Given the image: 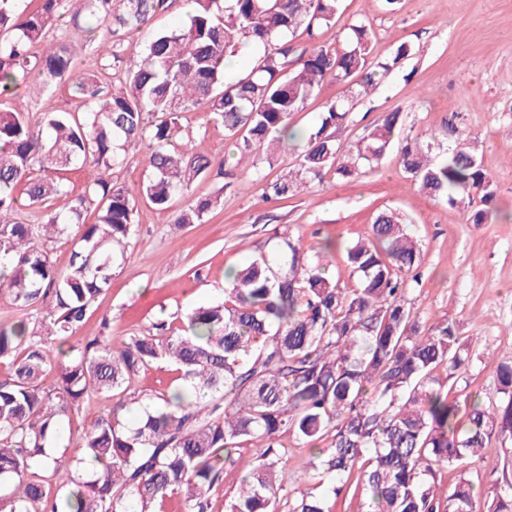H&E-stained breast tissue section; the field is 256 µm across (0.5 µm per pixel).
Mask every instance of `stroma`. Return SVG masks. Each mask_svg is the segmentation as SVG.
Listing matches in <instances>:
<instances>
[{"mask_svg": "<svg viewBox=\"0 0 512 512\" xmlns=\"http://www.w3.org/2000/svg\"><path fill=\"white\" fill-rule=\"evenodd\" d=\"M356 22L375 32L374 56H388L402 42L413 52L368 98L354 101L347 122L334 132L337 145L350 147L395 110L402 114V136L434 134L440 153L463 132L495 181L498 207L512 209V0H398L392 8L384 0H341L335 26L319 39L335 44L337 32ZM182 123L198 153L224 162L223 174L195 182L192 196L219 191L224 205L204 223L177 231L173 222L185 199L159 210L136 197L128 259L97 301L99 312L110 315L113 343L145 332L160 316L223 300L227 271L272 255L282 237L308 252L326 238L354 240L368 235L377 210L392 207L407 218L420 250L419 279L405 298L421 332L449 322L475 343L451 397L477 392L497 401L494 367L512 364V219L467 222L459 209L420 193L394 150L354 179L330 172L299 195L266 201L260 181L294 168L292 146L254 173L238 165L232 140L207 125L203 112L184 113ZM279 442L290 450L279 512H288V496L329 495V485L313 479L308 455L296 450L294 435L283 434ZM481 454L467 473L477 492L512 483V436L492 437Z\"/></svg>", "mask_w": 512, "mask_h": 512, "instance_id": "obj_1", "label": "stroma"}]
</instances>
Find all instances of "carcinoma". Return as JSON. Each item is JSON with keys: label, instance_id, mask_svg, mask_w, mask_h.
Segmentation results:
<instances>
[{"label": "carcinoma", "instance_id": "cac0c4a2", "mask_svg": "<svg viewBox=\"0 0 512 512\" xmlns=\"http://www.w3.org/2000/svg\"><path fill=\"white\" fill-rule=\"evenodd\" d=\"M69 2L0 0V298L23 314L0 323V363L9 366L0 380V512H164L172 500L180 512H210L228 461L242 476L225 512H277L279 437L288 432L309 451L319 482L330 480L337 498L361 491L365 512H512V484L482 497L465 478L492 436L512 434V365L495 367L499 403L449 397L435 371L451 378L466 368L471 345L447 322L425 335L413 319L405 276L417 281L420 252L394 209L378 211L369 236L345 246L354 288L326 274L336 242L313 261L284 237L275 257L235 271L221 302L159 317L119 346L102 334L109 314L88 327L136 223L128 189L112 181L129 152L148 150L151 174L140 194L156 208L190 198L177 227L223 206L219 192L190 197L215 161L193 150L186 112H205L235 139L245 167L271 161L286 140L300 142L297 167L262 184L267 201L330 170L355 178L397 142L402 169L421 191L451 206L480 200L467 221L484 223L496 188L466 138L437 160L432 135L399 138L395 111L341 154L330 129L347 118L345 102L326 103L312 130H290V115L323 83L359 74L366 92L400 67L410 45L376 58L375 33L363 23L334 47L316 41L336 24L340 0H191L185 23L157 33L148 32L151 19L173 0H83L84 21L62 29ZM57 28L42 53L31 51ZM300 30L313 45L298 52ZM96 33L104 67L120 61L113 43L144 35L129 44L136 60L110 92L89 70L74 75L68 42ZM242 45L258 58L228 81L224 59ZM67 75L77 99L69 112L48 108L34 120L11 98L20 81L50 94ZM73 170L88 173L77 195L62 178ZM42 203L49 209L39 223L19 221L21 207ZM91 209L96 218L87 224ZM62 239L75 243L63 270L53 260ZM151 364L173 368L178 384L149 399L152 410L131 425L126 414L142 402L132 383ZM92 397L106 404L76 456L36 464ZM91 461L101 470L85 480ZM444 468L460 470V479L442 490ZM292 512L330 510L307 492Z\"/></svg>", "mask_w": 512, "mask_h": 512}]
</instances>
